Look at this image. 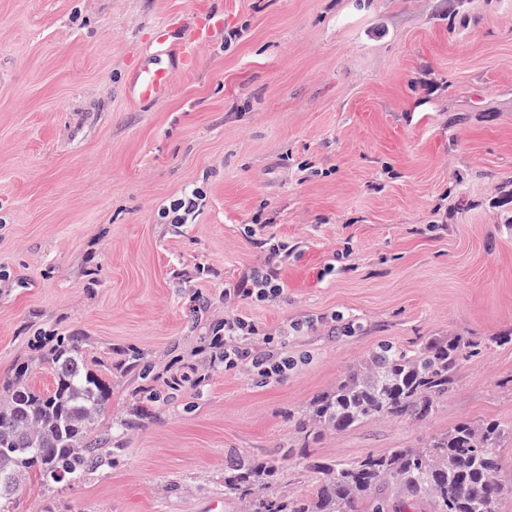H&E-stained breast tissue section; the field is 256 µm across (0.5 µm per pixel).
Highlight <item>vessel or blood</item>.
<instances>
[{
    "instance_id": "1",
    "label": "vessel or blood",
    "mask_w": 512,
    "mask_h": 512,
    "mask_svg": "<svg viewBox=\"0 0 512 512\" xmlns=\"http://www.w3.org/2000/svg\"><path fill=\"white\" fill-rule=\"evenodd\" d=\"M223 24V17L210 12L196 15L189 25L179 29L172 25L159 27L152 38L151 57L138 61L125 74L130 97L148 103L163 100L170 90L171 73L195 71L198 46L209 42Z\"/></svg>"
}]
</instances>
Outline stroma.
Returning <instances> with one entry per match:
<instances>
[{"label": "stroma", "mask_w": 512, "mask_h": 512, "mask_svg": "<svg viewBox=\"0 0 512 512\" xmlns=\"http://www.w3.org/2000/svg\"><path fill=\"white\" fill-rule=\"evenodd\" d=\"M220 12L168 98L141 107L127 68L154 28ZM186 223L160 217L192 188ZM281 257L284 292L234 313L288 367H247L147 401L153 372L206 355L224 287ZM512 0H0V380L42 338L82 336L105 364L110 464L27 479L9 512H247L224 465L281 467L417 448L462 420L512 422ZM466 336L478 353L426 420L304 435L341 375L390 343Z\"/></svg>", "instance_id": "obj_1"}]
</instances>
